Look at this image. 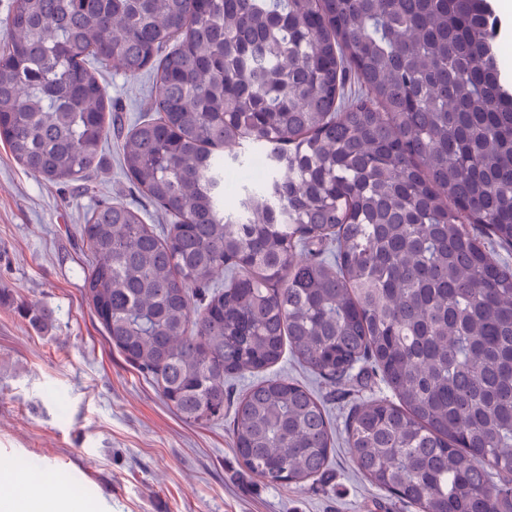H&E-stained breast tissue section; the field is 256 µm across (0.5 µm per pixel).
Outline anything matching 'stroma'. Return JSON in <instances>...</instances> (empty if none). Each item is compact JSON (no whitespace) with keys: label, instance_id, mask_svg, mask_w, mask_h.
I'll return each instance as SVG.
<instances>
[{"label":"stroma","instance_id":"stroma-1","mask_svg":"<svg viewBox=\"0 0 512 512\" xmlns=\"http://www.w3.org/2000/svg\"><path fill=\"white\" fill-rule=\"evenodd\" d=\"M100 74L113 125L91 192L35 177L0 143V462L55 477L92 512H414L363 477L346 445L351 407L388 393L378 378L334 385L290 358L275 366L324 403L335 448L321 477L271 486L233 445L250 374L225 382L222 419L194 424L112 347L84 296L81 229L104 197L140 210L157 234L170 221L120 167L121 137L146 113L153 75L130 79L108 65Z\"/></svg>","mask_w":512,"mask_h":512}]
</instances>
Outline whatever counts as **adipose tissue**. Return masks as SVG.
Segmentation results:
<instances>
[{"label":"adipose tissue","mask_w":512,"mask_h":512,"mask_svg":"<svg viewBox=\"0 0 512 512\" xmlns=\"http://www.w3.org/2000/svg\"><path fill=\"white\" fill-rule=\"evenodd\" d=\"M77 494L71 488H56L52 481L37 476H19L0 467V512H67Z\"/></svg>","instance_id":"ef3b65f1"}]
</instances>
